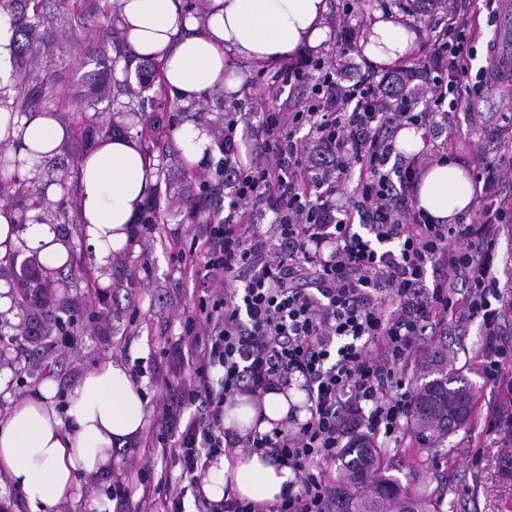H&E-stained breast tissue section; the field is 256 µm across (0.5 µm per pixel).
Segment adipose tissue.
Masks as SVG:
<instances>
[{
    "instance_id": "ef3b65f1",
    "label": "adipose tissue",
    "mask_w": 512,
    "mask_h": 512,
    "mask_svg": "<svg viewBox=\"0 0 512 512\" xmlns=\"http://www.w3.org/2000/svg\"><path fill=\"white\" fill-rule=\"evenodd\" d=\"M118 27L138 55L162 64L166 86L191 107L205 91L225 85L224 68L235 59L266 63L325 40L326 0H208L203 18L183 15V0H112ZM416 32L394 16L380 15L362 41L374 64L407 56ZM16 157L30 170L31 149L53 156L63 129L57 120L33 112L15 120ZM152 183L151 168L136 145L123 137L102 143L81 168L80 222L99 266L128 241ZM417 202L431 217L453 219L466 212L472 187L458 163L446 158L431 164L415 186ZM18 214L0 203V261L19 247L38 251L52 266L64 264L69 250L50 225L27 223L18 230ZM52 383L38 398L0 415V473L19 490L30 512H51L84 476L112 467L117 444L143 430L145 412L140 388L127 367L108 359L74 385L70 404L58 412ZM301 393L290 389L266 394L260 402L238 396L224 404L226 431L245 435L265 432L288 417ZM294 475L288 467L258 453L235 450L209 462L199 480L210 501L224 496L264 506L287 491Z\"/></svg>"
}]
</instances>
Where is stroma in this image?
<instances>
[{
    "instance_id": "obj_1",
    "label": "stroma",
    "mask_w": 512,
    "mask_h": 512,
    "mask_svg": "<svg viewBox=\"0 0 512 512\" xmlns=\"http://www.w3.org/2000/svg\"><path fill=\"white\" fill-rule=\"evenodd\" d=\"M447 13L445 0H432L421 17H405V24L417 34L411 51L412 76L404 89L421 87L416 72L421 68L418 50L427 46L434 29ZM45 69L57 76L55 94L64 102L57 121L66 128L81 122V96L84 75L93 64L76 49L69 32L58 36V49L44 59ZM273 72L271 64L239 60L232 62L227 76L236 82L234 91L210 95V111L174 112L169 101L157 97L147 103L142 145L156 181L150 192L157 204L159 219L154 232L141 233L136 240L112 256L108 268H100L90 245L82 234L79 200L75 181L66 190L55 191L48 200L50 208L64 212L59 236L71 252L68 266L58 269L57 278L67 280L64 288L43 287L37 266L28 263L27 253L17 259L0 262V284L20 282L41 285L38 297L26 299L22 306L0 312V332L25 336L38 325L55 320L61 328L52 330L40 342L0 350V372H9L7 393H0V413L16 403L37 397L45 381L55 385L53 400L58 411H65L77 379L96 364L111 358L126 365L141 364L145 372L139 385L146 408H153L160 391L155 376H173V351L181 340L182 324L188 311L198 303L208 284L191 270L196 262L190 251L191 238L198 225L208 223L212 210H193L201 183H217L215 166L220 151H212L206 162L188 167L183 160L177 133L186 125L206 127L213 141L224 138V115L237 113L239 130L258 126L261 116L247 105V98L265 100L266 109L279 111L287 101H298L301 90L290 98L271 95L267 88ZM98 124L113 134L133 136L139 130L130 127L124 113H101ZM512 139V82L495 87L469 109H459L452 126L425 142V153L440 152L471 169L476 156L499 158L504 142ZM481 342L478 329L469 335L448 337V350L454 369L474 386L482 406L500 404L499 389L485 383L475 359ZM503 435H485L480 417L452 433L439 446L409 439L408 449L385 448L381 460L402 484L417 492L437 495L439 512H512V450L504 448ZM141 443L133 441L119 464L96 479L80 480L78 488L63 500L56 512H113L112 489L122 482L130 503L152 494L160 476L171 485L186 490L185 512H197L199 487H185L181 467L173 458L152 454L142 460ZM483 451L480 464H473L472 449Z\"/></svg>"
}]
</instances>
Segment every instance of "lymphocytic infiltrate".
Masks as SVG:
<instances>
[{"label":"lymphocytic infiltrate","mask_w":512,"mask_h":512,"mask_svg":"<svg viewBox=\"0 0 512 512\" xmlns=\"http://www.w3.org/2000/svg\"><path fill=\"white\" fill-rule=\"evenodd\" d=\"M478 32L467 0H448V19L423 61L426 103L415 110L393 87L402 70L365 65L344 77L338 64L299 56L273 82L308 84L298 110L263 113L256 133L224 117L223 218L199 225L191 247L209 285L183 324L175 350L188 378L161 377L155 403L160 447L197 482L207 462L244 448L294 474L262 512H326L334 488L321 470L359 436L400 444L414 403L406 373L426 336L478 325L485 381L512 404V342L501 338L512 304L499 278L498 240L512 223L503 191L512 168L474 161L477 218L443 224L409 196L418 158L394 157L400 129L437 130L481 100L494 74L473 73ZM319 71L309 82L310 71ZM307 128L309 139L296 141ZM353 181L345 190V181ZM273 224H258L263 211ZM302 380L308 417L243 436L224 429V404L262 398Z\"/></svg>","instance_id":"f902f5d3"}]
</instances>
